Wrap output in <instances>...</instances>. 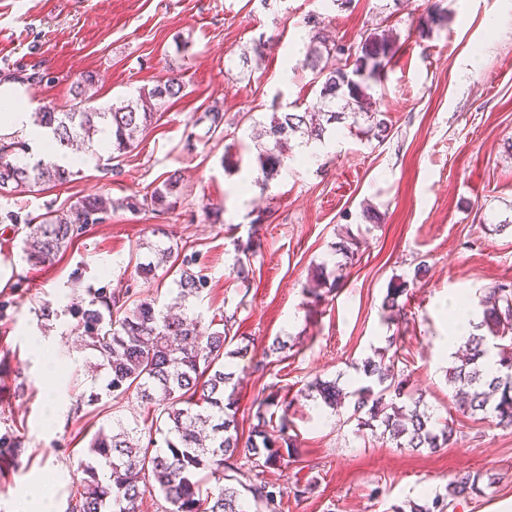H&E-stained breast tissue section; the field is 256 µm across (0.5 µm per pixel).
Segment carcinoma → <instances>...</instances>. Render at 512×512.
<instances>
[{"label": "carcinoma", "instance_id": "obj_1", "mask_svg": "<svg viewBox=\"0 0 512 512\" xmlns=\"http://www.w3.org/2000/svg\"><path fill=\"white\" fill-rule=\"evenodd\" d=\"M448 20L447 9L437 4L422 21L421 32L430 31ZM322 13L308 16V50L302 67L319 86L321 106L318 119L307 128L306 114L274 112L260 136L272 145L259 154L255 183L266 191L289 157L291 138L301 134L325 141L327 126L349 118L352 125L365 123V134L378 141L388 136L385 113L368 93L371 79H379L398 51L393 30L374 28L360 42L346 45L327 39ZM4 77L18 83H52L47 72L9 69ZM97 75L87 71L70 86L75 103L63 112L53 103L34 113L37 125L49 130L55 144L67 148L80 142L91 145L94 138L111 132V155L131 151L138 134L159 121L145 99L163 103L183 97L181 78L159 80L136 100L127 99L105 107H84L91 99ZM29 146L24 137L0 135V193L13 196L44 185L69 182L73 170L55 162L26 159ZM182 189L179 172L143 194L114 200L102 195L84 196L68 209H50L26 220L23 252L37 265L52 263L77 236L81 225L109 218L116 208H151L167 211L176 206ZM177 299L181 312L159 305L158 298L138 294L127 287L87 290L84 306L69 310L77 319L73 330L100 358L99 366L108 371L107 391L118 399L136 395L152 406L148 432L118 422L112 434L100 431L92 438L88 454L108 467L109 476L99 479L97 468L81 462L86 478L71 493L65 512H139L147 493H161L171 508L167 512H281L284 498H301L311 493L312 484L295 482L277 485L265 480L264 469L282 466L292 457L288 435V414L279 423L267 417L259 403L257 424L247 438L239 434L235 392L228 391L233 373L225 371V359L241 353L230 349L237 340L232 334L236 314L220 315L221 328L207 334L200 330L201 317L186 308L191 298H199L208 287V276L195 255H185L178 267ZM403 280L387 289L382 305L383 318L392 323L401 316L399 298L408 292ZM483 317L464 343L465 354L448 373L462 412L493 415L498 424L512 426V287L496 285L480 301ZM398 337L389 338V347L362 362L370 383L348 394L336 383L318 380L309 391L336 410L347 397H354L351 418L358 431H381L398 448L427 449L434 453L458 442L454 421L443 426L420 410L422 399L408 406L402 398L410 395L398 354H389ZM162 440H157L156 435ZM201 470L208 471L214 484L205 489ZM481 476L457 475L444 488L423 503H413L410 512H447L458 499L481 492Z\"/></svg>", "mask_w": 512, "mask_h": 512}]
</instances>
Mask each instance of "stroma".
<instances>
[{
  "label": "stroma",
  "mask_w": 512,
  "mask_h": 512,
  "mask_svg": "<svg viewBox=\"0 0 512 512\" xmlns=\"http://www.w3.org/2000/svg\"><path fill=\"white\" fill-rule=\"evenodd\" d=\"M433 3L352 0L333 11L330 35L356 43L386 5L395 7L399 50L372 91L389 134L378 142L337 124L315 162L301 161L303 147L294 145L264 192L253 184L264 144L253 127L285 106L316 103L319 89L299 62L319 0H0V71L34 67L56 78L25 86L29 110L69 108L70 84L85 71L98 73L102 105L137 97L173 72L185 84L182 99L165 103L138 147L120 157V177L96 166L67 184L0 199L35 217L90 194H144L174 170L183 178L175 209H116L50 265L26 262L24 225L0 224V269L10 273L0 279V436L25 449L18 463L0 462V512H13L28 489L44 497L43 512H64L92 435L119 419L145 421L140 400L105 395L104 377L91 371L95 354L77 342L65 308L86 289L130 284L172 302L173 275L160 268L138 277L129 265L172 244L196 254L210 278L194 304L203 322L235 313L247 340L246 355L229 361L241 379L240 433L271 395V413L290 421L295 452L265 477L309 482L313 491L285 500L283 512H393L467 472L488 482L454 512H512V427L462 415L448 384L456 359L442 349L453 330L445 303L475 305L485 289L512 282V0H444L447 25L420 35ZM262 37L270 41L262 62L245 61ZM212 108L224 114L214 134L203 117ZM367 205L378 223L363 219ZM346 238L358 246L350 258L336 250ZM236 239L259 246L248 282L236 277ZM320 270L336 288L315 305L308 288ZM402 280L411 283L404 315L391 325L382 302ZM47 302L57 315L46 320L39 310ZM395 334L412 390L434 421L455 420L458 444L434 454L399 448L359 432L352 402L335 411L308 395L318 378L347 392L362 385V361ZM276 338L287 343L284 357L255 370Z\"/></svg>",
  "instance_id": "35a3bbf8"
}]
</instances>
